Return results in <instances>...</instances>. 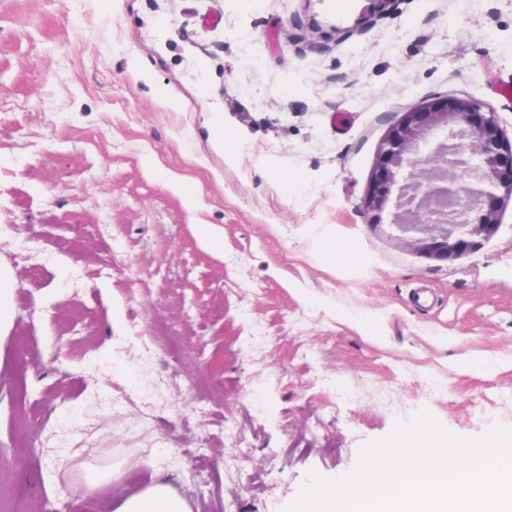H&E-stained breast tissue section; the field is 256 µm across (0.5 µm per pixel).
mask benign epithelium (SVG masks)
I'll list each match as a JSON object with an SVG mask.
<instances>
[{"mask_svg":"<svg viewBox=\"0 0 512 512\" xmlns=\"http://www.w3.org/2000/svg\"><path fill=\"white\" fill-rule=\"evenodd\" d=\"M373 21L401 0H372ZM512 204V140L497 112L468 97H436L414 105L380 148L375 179L363 207L375 224L418 234L428 257L465 255L489 237Z\"/></svg>","mask_w":512,"mask_h":512,"instance_id":"7a95c632","label":"benign epithelium"}]
</instances>
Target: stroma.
<instances>
[{"instance_id":"1","label":"stroma","mask_w":512,"mask_h":512,"mask_svg":"<svg viewBox=\"0 0 512 512\" xmlns=\"http://www.w3.org/2000/svg\"><path fill=\"white\" fill-rule=\"evenodd\" d=\"M366 6L0 0L1 500L86 512L69 462L122 469L106 506L160 473L193 512H285L420 408L512 428V205L448 261L363 208L418 102L512 135V0ZM344 241L333 234L323 242V251L331 265L336 266V262L349 264L352 254L346 249ZM16 282L13 275L0 269V334L9 328L13 317V293Z\"/></svg>"}]
</instances>
